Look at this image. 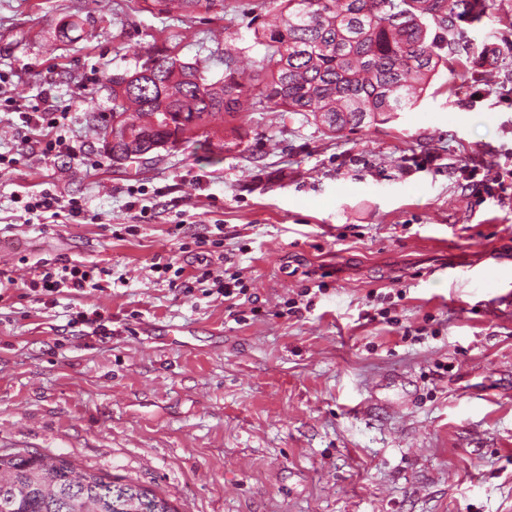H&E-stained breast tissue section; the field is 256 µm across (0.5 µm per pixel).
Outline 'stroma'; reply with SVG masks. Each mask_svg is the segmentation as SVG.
Segmentation results:
<instances>
[{
  "label": "stroma",
  "instance_id": "obj_1",
  "mask_svg": "<svg viewBox=\"0 0 512 512\" xmlns=\"http://www.w3.org/2000/svg\"><path fill=\"white\" fill-rule=\"evenodd\" d=\"M115 0H0V454L60 455L176 512H512V0H494L420 105L331 137L303 116L219 117L151 163L105 151L106 76L149 50L261 58L252 12L180 22ZM78 22L60 41L61 19ZM67 152L22 154L43 93ZM240 146L225 147L231 127ZM479 166L506 191L469 184ZM51 189L83 217L25 210ZM186 231L173 236L176 221ZM172 257L165 274L156 256ZM112 270L104 291L26 288L38 258ZM252 299L229 316L202 271ZM324 283L312 307L287 300ZM99 310L112 333L72 324Z\"/></svg>",
  "mask_w": 512,
  "mask_h": 512
}]
</instances>
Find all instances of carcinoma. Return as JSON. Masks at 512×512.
<instances>
[{
  "label": "carcinoma",
  "instance_id": "1",
  "mask_svg": "<svg viewBox=\"0 0 512 512\" xmlns=\"http://www.w3.org/2000/svg\"><path fill=\"white\" fill-rule=\"evenodd\" d=\"M178 21L224 11V0H142ZM264 54L251 72L224 52V77L200 61L149 54L132 72L106 77L112 159L143 160L169 135L217 114L293 112L333 136L390 122L418 107L448 51L468 40L489 0H259ZM0 512H176L132 481L81 469L62 456L0 454Z\"/></svg>",
  "mask_w": 512,
  "mask_h": 512
}]
</instances>
